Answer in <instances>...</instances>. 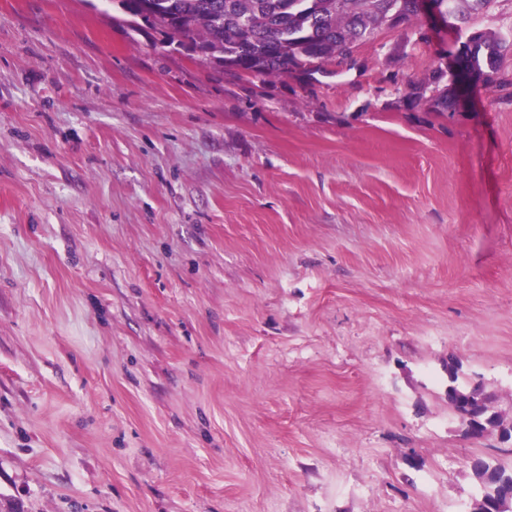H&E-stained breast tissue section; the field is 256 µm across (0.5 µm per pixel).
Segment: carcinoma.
I'll return each instance as SVG.
<instances>
[{
    "instance_id": "cac0c4a2",
    "label": "carcinoma",
    "mask_w": 512,
    "mask_h": 512,
    "mask_svg": "<svg viewBox=\"0 0 512 512\" xmlns=\"http://www.w3.org/2000/svg\"><path fill=\"white\" fill-rule=\"evenodd\" d=\"M132 24H144L162 36L161 43L188 49L226 71L239 68L262 77L298 73L309 83L316 76L336 74L353 47L383 29L397 15L414 18L416 0H116ZM440 14L463 23L471 13L489 8L495 0H435ZM465 62L484 84L495 82L506 56H512V25L465 35ZM446 73L436 69L429 76L407 84V99L420 102L437 93V105L454 109L455 94L439 90ZM451 385L448 401L461 425L468 423L463 405L475 399L478 388L457 384V366L448 368ZM481 492L473 512H512V499L499 498L495 487L480 482Z\"/></svg>"
}]
</instances>
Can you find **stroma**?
Here are the masks:
<instances>
[{"label": "stroma", "mask_w": 512, "mask_h": 512, "mask_svg": "<svg viewBox=\"0 0 512 512\" xmlns=\"http://www.w3.org/2000/svg\"><path fill=\"white\" fill-rule=\"evenodd\" d=\"M0 0V512H472L512 418V85L414 23L307 86ZM446 73L441 69H436L421 80L411 81L407 84V88L412 90L407 94V99L411 102H420L428 99L427 93L432 92L430 100H434L438 106L444 109H454L455 94H448V89L440 91V84L444 81ZM434 92H438L437 97H434ZM457 366L451 365L448 368V373L450 374V382L451 385H448V401L451 403L453 410L456 416L459 418L460 423L463 427V433L466 436V425L468 423V418L466 417V411L462 406L467 404L470 401L475 399V393L479 389L477 387H473L471 389H467L465 386L456 384L458 381V370ZM483 391L479 390V394L481 395Z\"/></svg>", "instance_id": "1"}]
</instances>
